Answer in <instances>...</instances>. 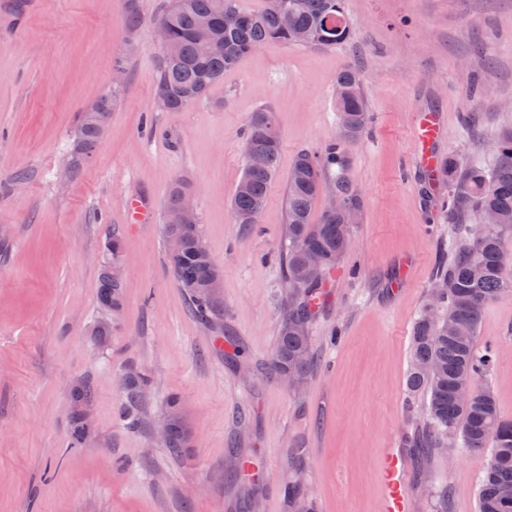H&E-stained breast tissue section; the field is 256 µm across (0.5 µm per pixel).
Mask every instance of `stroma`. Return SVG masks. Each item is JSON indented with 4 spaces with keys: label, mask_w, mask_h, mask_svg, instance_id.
I'll return each mask as SVG.
<instances>
[{
    "label": "stroma",
    "mask_w": 512,
    "mask_h": 512,
    "mask_svg": "<svg viewBox=\"0 0 512 512\" xmlns=\"http://www.w3.org/2000/svg\"><path fill=\"white\" fill-rule=\"evenodd\" d=\"M167 5L140 0L132 37L126 0H0V512H294L291 487L311 512H378L384 449L409 447L424 425L423 399L405 385L411 336L455 235L445 184L422 199L418 117L440 115L437 155L494 164L512 127V0H347L348 44L264 46L204 102L159 112L154 20ZM348 64L371 114L343 171L361 218L311 324L317 365L289 390L269 369L286 303V180L300 150L335 137V79ZM108 93L106 131L60 181L82 112ZM264 106L280 132L278 170L260 223L245 228L230 203L248 119ZM179 177L220 272L206 321L167 263L161 215ZM135 194L155 213L139 228L125 214ZM114 233L124 298L102 344L92 324ZM489 343L499 351L489 382L512 419V296L483 312L476 346ZM130 370L150 381L134 427L118 386ZM82 380L91 431L73 448L71 390ZM171 397L189 433L178 453L156 436ZM245 456L263 472L260 488L227 479ZM486 463L456 444L409 460L413 512H436L442 485L448 512H476Z\"/></svg>",
    "instance_id": "1"
}]
</instances>
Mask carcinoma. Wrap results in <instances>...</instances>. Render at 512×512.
Segmentation results:
<instances>
[{
    "label": "carcinoma",
    "instance_id": "obj_1",
    "mask_svg": "<svg viewBox=\"0 0 512 512\" xmlns=\"http://www.w3.org/2000/svg\"><path fill=\"white\" fill-rule=\"evenodd\" d=\"M290 15L284 23L283 13ZM214 20L206 31L197 21ZM156 23L169 30V46L161 49L155 82V95L168 100L167 111L176 112L206 99L211 87L224 78V71L244 55L269 43L284 46L328 47L350 41L353 28L346 11V0H267L258 12H245L238 0H171ZM126 29L135 35L141 24L139 0H128ZM335 108L342 117L354 144L366 133L370 113L360 70L347 65L336 73ZM101 137L91 119V109L82 115L67 160L70 173H78ZM245 143L242 179L249 191L235 192L231 202L234 223H246L253 211L264 208L268 187L275 177L280 153V135L275 113L261 107L252 113ZM347 145L334 139L319 151L303 150L294 160L287 177L286 237L281 250L285 281L290 300L282 316L277 343L270 361L275 375L288 370L305 381L315 367L309 333L313 307L323 288L326 274L335 267L349 247L352 225L345 211L362 209L358 195L345 178H334L344 209L323 213L312 223V207L318 200V185L328 180L334 166L344 168ZM496 160L487 169L467 164L454 155L439 162L437 170L448 184L444 214L450 224H460L467 216L497 215L498 223L481 224L470 237L455 239L448 250V263L441 264L436 282L443 296L432 317L421 310L414 322L410 346L407 387L425 399V446L446 448L459 440L470 452H487L489 461L478 491V512H512V505L500 501L499 492L512 487V420L503 418L487 378L496 361V350L476 348L477 332L484 308L512 295V275L500 264V252L512 245V127L503 130L495 144ZM188 190L178 180L164 206L169 216ZM168 237L182 240L178 256H168L178 286L202 318L215 312L218 279L215 263L202 241L200 224H166ZM321 254L320 269L307 278L300 276L304 254ZM123 298V284L112 280L110 266L100 275L99 303L108 312L117 309ZM422 365L431 372L419 370ZM147 378L134 373L121 379L129 403L139 399ZM465 387L471 393L467 402L458 399ZM172 417L168 447L179 449L187 442V427L176 400L169 402Z\"/></svg>",
    "mask_w": 512,
    "mask_h": 512
}]
</instances>
